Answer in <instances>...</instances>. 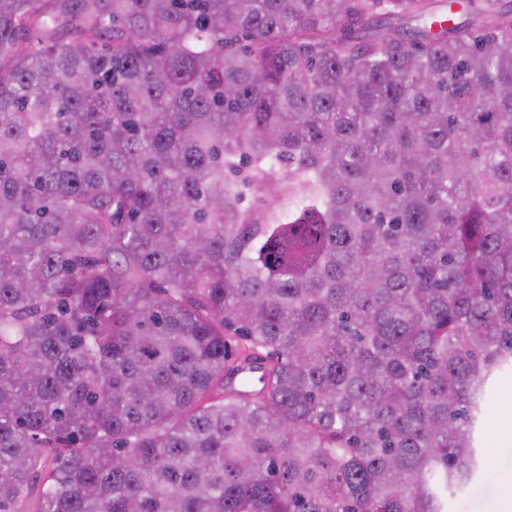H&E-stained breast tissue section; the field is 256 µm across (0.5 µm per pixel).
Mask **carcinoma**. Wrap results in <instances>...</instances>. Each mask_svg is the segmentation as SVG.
I'll return each mask as SVG.
<instances>
[{
    "label": "carcinoma",
    "instance_id": "1",
    "mask_svg": "<svg viewBox=\"0 0 512 512\" xmlns=\"http://www.w3.org/2000/svg\"><path fill=\"white\" fill-rule=\"evenodd\" d=\"M435 2L0 0V512H448L512 8Z\"/></svg>",
    "mask_w": 512,
    "mask_h": 512
}]
</instances>
